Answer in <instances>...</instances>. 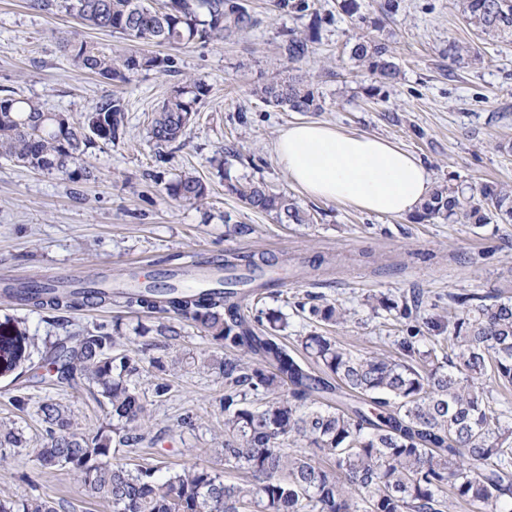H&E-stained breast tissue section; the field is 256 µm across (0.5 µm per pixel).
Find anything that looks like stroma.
Segmentation results:
<instances>
[{"label": "stroma", "instance_id": "35a3bbf8", "mask_svg": "<svg viewBox=\"0 0 512 512\" xmlns=\"http://www.w3.org/2000/svg\"><path fill=\"white\" fill-rule=\"evenodd\" d=\"M369 2L367 14L380 24L376 34L401 70L392 85L377 87L349 59L346 43L356 30L340 0H317L320 41L299 64L288 63L279 44L283 31L305 29L310 17L273 11L270 0H245L259 21L255 30L221 44L160 47L174 59V74L142 72L116 88L74 68L62 43L87 41L120 52L130 46L122 35L91 29L62 6L47 13L30 0H0V96L33 99L78 119L117 91L128 109L125 135L115 143L96 141L86 154L88 178L70 180L0 159V286L49 273L122 279L134 269L190 271L201 258L229 250L263 253L279 262L283 281L259 306L283 313L288 344L317 332L360 353L395 352L404 325L398 312L373 310L372 298L412 299L423 315L450 311L460 293L512 298V224L475 228L369 214L304 195L275 161L274 143L288 125L319 121L390 140L423 160L432 184L512 188V153L499 149L512 141V41L478 35L454 0H401L390 17L380 15L379 0ZM452 43L467 47L464 60L454 61ZM277 73L302 76L322 111L286 112L263 102L255 90ZM187 75L202 79L209 92L185 136L156 147L152 114ZM219 150L221 175L209 163ZM184 172L207 183L203 205L168 197L166 185ZM228 177L265 182L310 212L312 223H281L249 209L226 194ZM336 302L351 312L343 325L307 312ZM0 324L23 328L33 340L29 361L0 377V425L22 429L29 444L0 460V497L48 499L59 512H112L108 501L86 496L79 474L40 470L33 453L46 441L42 403L68 407L77 433L106 425L105 408L85 388L57 383L44 362L51 342L101 325H119L124 348L140 351L145 363L135 378L146 408L144 439L120 447L119 456L163 473L213 467L238 480L239 471L216 454L224 445V380L201 363L203 355L220 357L224 350L192 322L118 306L52 313L0 296ZM141 325L150 330L144 341L135 333ZM157 357L176 363L162 398L154 395L150 366Z\"/></svg>", "mask_w": 512, "mask_h": 512}]
</instances>
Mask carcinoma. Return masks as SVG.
Returning a JSON list of instances; mask_svg holds the SVG:
<instances>
[{
    "mask_svg": "<svg viewBox=\"0 0 512 512\" xmlns=\"http://www.w3.org/2000/svg\"><path fill=\"white\" fill-rule=\"evenodd\" d=\"M65 0L85 25L119 33L136 49L120 53L86 41L68 42L65 52L82 71L124 84L139 72H173L174 61L139 45L181 47L194 42L222 43L247 33L257 18L239 0ZM280 13L315 15L312 0H273ZM467 24L481 35L512 39V0H462ZM352 24L368 23L362 0H343ZM319 22L282 35L280 52L292 62L313 53ZM349 59L382 83L400 70L388 45L362 33L349 44ZM205 83L184 77L155 111L150 134L158 146L182 138L193 120ZM266 103L289 112L321 109L302 77H271L256 91ZM123 97H100L80 123L52 112L38 101L0 97V158L23 167L84 176L76 164L98 138L114 142L124 135ZM225 191L251 209L281 222L310 221L294 199L262 181L224 176ZM170 198L200 205L208 186L183 173L166 187ZM418 220L450 224L512 223V189L486 183L438 184L421 205ZM278 262L264 254L228 252L199 267L226 272L219 287H173L160 281L112 291L96 281L60 288L41 281L20 282L6 297L37 310H72L116 303L129 310L171 313L196 323L224 347L214 360L224 376V464L243 474L237 482L204 467H188L155 477L153 467H133L115 455L112 444L142 441L144 413L134 382L141 358L115 351L117 338L105 327L74 334L51 345L49 364L57 377L84 385L104 404L112 423L93 435L73 431L68 409L57 403L39 407L48 442L36 449L43 469L69 468L81 475L89 495L112 503V512H451L465 503L475 512H512V420L498 411L494 392L512 385V301L485 302L457 295L456 311L423 320L407 300L385 295L377 305L406 319L399 352L356 353L329 336L310 333L300 344L323 368L318 375L300 361L279 336L281 320L270 310L256 321L241 313V290L268 289ZM310 315L344 324L349 311L338 303L313 305ZM267 322L264 330L256 328ZM443 336L447 351L426 348L423 338ZM30 338L22 329L0 334V357L15 369L30 359ZM260 397L255 407L248 394ZM23 436L0 428V450L19 448ZM0 512H58L44 499L0 498Z\"/></svg>",
    "mask_w": 512,
    "mask_h": 512,
    "instance_id": "1",
    "label": "carcinoma"
}]
</instances>
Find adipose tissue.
Masks as SVG:
<instances>
[{"label":"adipose tissue","mask_w":512,"mask_h":512,"mask_svg":"<svg viewBox=\"0 0 512 512\" xmlns=\"http://www.w3.org/2000/svg\"><path fill=\"white\" fill-rule=\"evenodd\" d=\"M275 160L306 194L372 214L418 210L431 180L417 156L382 138L342 132L319 122H297L274 144Z\"/></svg>","instance_id":"adipose-tissue-1"}]
</instances>
